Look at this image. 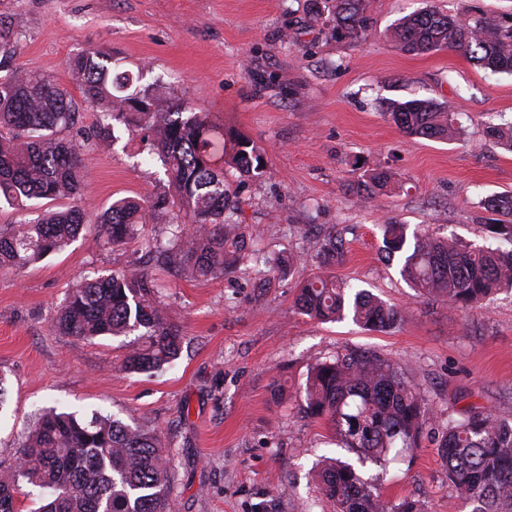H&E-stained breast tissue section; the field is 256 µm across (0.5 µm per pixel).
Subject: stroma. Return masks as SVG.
<instances>
[{"mask_svg": "<svg viewBox=\"0 0 512 512\" xmlns=\"http://www.w3.org/2000/svg\"><path fill=\"white\" fill-rule=\"evenodd\" d=\"M432 3L462 20L476 9L512 13V0H370L369 27L353 42L310 23L306 0H0L18 73L69 88L68 58L94 49L113 72L135 74L134 89H156L161 105L210 108L225 131L250 139L266 169L230 179L239 222L259 258L296 257L264 276L249 262L218 278L162 275L184 340L179 359L152 375L123 368L137 333L69 336L55 316L80 276L142 258V239L164 237L166 220L116 248L91 222L64 251L20 274L0 271V477L14 472L36 413L57 406L161 431L176 512H333L310 471L320 456L347 452L306 416L300 390L311 365L347 350L401 365L440 418L475 405L512 422V292L461 311L417 296L400 260L380 255L387 221L488 244L479 201L512 191V153L484 133L488 122H512V76L452 50L407 54L391 37L399 18ZM410 99L458 113L463 136L405 135L383 110ZM113 130L111 149L82 154L92 215L167 189L163 171L144 161L143 132ZM381 169L387 190L364 199L358 183ZM306 224L336 226L344 256L333 275L399 309L395 327L367 331L348 317L319 323L295 311L298 285L317 265ZM361 474L382 476L390 501L463 510L430 437L386 471L369 464Z\"/></svg>", "mask_w": 512, "mask_h": 512, "instance_id": "stroma-1", "label": "stroma"}]
</instances>
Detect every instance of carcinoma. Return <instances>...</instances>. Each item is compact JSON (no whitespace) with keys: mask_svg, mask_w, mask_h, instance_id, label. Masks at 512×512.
<instances>
[{"mask_svg":"<svg viewBox=\"0 0 512 512\" xmlns=\"http://www.w3.org/2000/svg\"><path fill=\"white\" fill-rule=\"evenodd\" d=\"M310 2L311 20L332 37L355 42L369 26L368 0ZM392 38L406 53L456 50L484 69L512 75V15L479 11L462 22L431 7L400 19ZM15 53L14 34L0 20V204L19 214L15 225L0 230V270L21 271L79 236L89 222L81 156L112 146L113 122L147 132L149 159L164 170L171 193L116 200L95 223L105 244L119 247L141 224L174 210L181 217L170 222L165 238L146 246L151 264L81 278L63 301L57 325L83 338L139 331L143 343L126 357V369L161 371L180 355L184 336L165 313L154 270L177 267L194 277L217 276L243 259L240 201L227 188L224 166L257 176L265 169L264 156L243 136L225 133L205 108L178 100L165 108L148 88L129 92L133 78L112 74L91 49L67 62L82 101L102 117L86 131L78 126L79 105L71 92L38 72L14 74ZM384 115L409 136L463 134L458 115L429 100L393 102ZM486 134L512 152V125L490 123ZM387 182V172L372 174L363 186L365 198H375ZM33 199L71 203L34 217ZM482 205L499 215L486 225L488 233L512 245V193L487 197ZM381 231V255L402 257L401 276L419 295L469 309L499 291L512 292V249L473 248L429 234H415L410 242L407 226L391 222ZM342 256L336 234L317 246L323 266ZM295 306L324 322L349 315L368 330L390 329L400 320L398 311L331 275L303 281ZM303 399L307 415L330 423L342 447L357 455L355 464L326 457L317 471L334 512H421L412 498L386 500L381 483L364 480L359 467L370 462L386 469L389 456L419 447L426 430L434 435L449 486L470 512H512V422L479 407L437 420L398 364L355 351L311 366ZM18 471L48 491L39 512H168L173 504L170 461L158 433L102 412L86 418L52 409L41 415L19 451ZM18 490L15 480L0 479V512H18Z\"/></svg>","mask_w":512,"mask_h":512,"instance_id":"1","label":"carcinoma"}]
</instances>
